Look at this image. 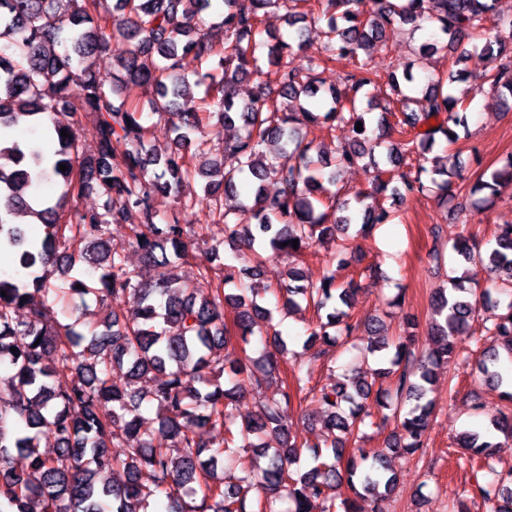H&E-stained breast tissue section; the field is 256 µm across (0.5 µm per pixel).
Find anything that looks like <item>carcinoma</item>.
Returning a JSON list of instances; mask_svg holds the SVG:
<instances>
[{
    "instance_id": "carcinoma-1",
    "label": "carcinoma",
    "mask_w": 512,
    "mask_h": 512,
    "mask_svg": "<svg viewBox=\"0 0 512 512\" xmlns=\"http://www.w3.org/2000/svg\"><path fill=\"white\" fill-rule=\"evenodd\" d=\"M56 0H0V253L15 256L23 270L51 263L77 271L68 286L50 283L53 273L30 281L0 279V367L10 375L0 386V512H150L165 496L170 512H280L287 499L292 512H336V487L347 480L356 498L341 501L342 512H366L359 501L390 495L397 478L389 456H413L424 448L434 401L428 398L434 368L460 352L467 338L482 347L480 368L490 382L501 385L502 356L512 359V224H499L495 246L487 253L498 274L492 286L473 289L452 277L434 292L437 319L431 323L430 345L421 355L410 349L415 335L396 341H371L366 351L378 355L377 367L357 370L334 388L312 385L315 365L293 371L280 389L257 403L255 417L237 422L233 403L248 391L279 380V359L288 354V339L273 324L272 310L259 303L271 290L282 308H299L298 300L331 312L308 328L305 344L331 335L358 333L347 308L358 284H336L327 269L317 283L304 282L289 264L276 287L249 288L226 294L224 286L249 271L261 275L280 258L303 254L325 238L337 239L334 260L344 267L353 261L349 234H368L390 220L378 204L385 192L404 198L436 189L443 204L457 197V171L421 164L437 140L459 138L449 123L459 124L474 94L455 96L446 81L462 74L429 80L420 88L410 69L382 75L368 67L360 52L385 41L396 23L421 29L430 22L435 37L421 45L424 52L451 53L458 63L468 57L466 39L485 28L494 0H115L112 22L100 14L105 0H70L71 12L60 13ZM283 9L291 40L260 39V10ZM314 17L325 19L326 45L303 68L293 62L304 50L303 27ZM281 70V90L272 98L261 85L248 101H238L236 85L257 71L256 52ZM483 50L497 52L504 63L487 82L499 97L512 98V21L501 25ZM112 52L114 74L106 82L96 59ZM191 55L209 69L194 81L182 74V60ZM343 65L342 84L324 92L314 72ZM83 90L80 103L68 94L71 83ZM386 84L387 104L378 116L358 110L355 96L367 86ZM205 86L204 96L191 95V85ZM130 86L150 89L146 104L124 96ZM169 117L179 148L159 154L149 144L141 118L144 107ZM91 112L99 137L94 153L84 156L71 127L54 120L74 119ZM218 117L220 127L235 130L224 140L232 164H196L204 151V121ZM362 123L363 131L355 124ZM29 125L41 130L38 140H19L14 129ZM314 126L336 131L348 128L351 138L335 149L336 170L313 153L321 147L308 139ZM402 136L382 161L378 141L392 131ZM416 157L415 170L399 175V184L383 179L384 163ZM369 158L377 175L366 190L339 202L325 183L336 182V171ZM66 170L59 169V165ZM203 179L204 199L224 222L225 240L242 243L247 252L234 259L248 266L224 264L216 272L196 266L192 279L174 270L186 260L191 232L163 209L170 196L180 198L186 184ZM280 189L265 195L264 181ZM61 185L52 201L38 196L43 182ZM243 189L253 197L226 205L227 195ZM505 188H512V154L501 167L482 172L470 189L475 204L488 207ZM98 206L80 207L88 195ZM140 223L130 224L131 212ZM33 214L48 229L41 240L26 238L14 218ZM128 224L133 247L143 263L158 270L153 280L131 269L121 255L104 245L109 226ZM298 248H293V240ZM464 261H483L481 249L463 239L454 245ZM67 294L92 295L106 306L102 328L83 332L82 313L58 311ZM138 299L127 311L122 302ZM511 300L505 302L503 297ZM232 301V324L224 320V300ZM482 334L473 328L480 310H498ZM272 338L273 350L260 359L246 351L250 337ZM17 351L12 352L10 348ZM225 376L224 384L215 377ZM153 377L146 390L138 386ZM391 381L392 390L383 388ZM310 401L325 409L329 433L314 439L291 435L284 423L288 407ZM156 408L158 427L144 428L143 403ZM112 409H107V404ZM396 423L389 446L363 447V428L379 430ZM54 439L51 453L40 450L41 436ZM279 438L271 447L264 437ZM127 448L112 455L114 444ZM353 447H348V444ZM512 443V408L488 412L485 432L463 431L457 446L465 461L493 475L474 477L463 490L458 512L466 501H480L486 512H512V472L502 477L491 460ZM239 475L226 481L218 475L224 463ZM121 470L122 484L108 474ZM150 481H141L142 472ZM199 499L189 504L181 490L189 484Z\"/></svg>"
}]
</instances>
